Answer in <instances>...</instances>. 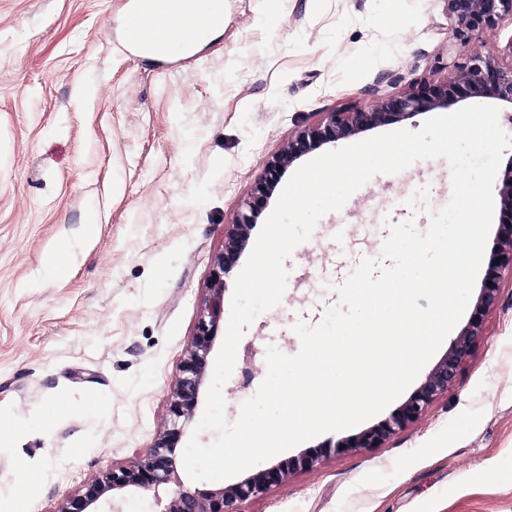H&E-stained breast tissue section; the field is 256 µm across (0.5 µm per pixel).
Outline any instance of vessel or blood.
I'll return each mask as SVG.
<instances>
[{
    "mask_svg": "<svg viewBox=\"0 0 512 512\" xmlns=\"http://www.w3.org/2000/svg\"><path fill=\"white\" fill-rule=\"evenodd\" d=\"M172 21L168 28V40L155 41L152 30L159 19V0H136V7L129 22L131 39L146 46L152 53L165 54L168 42L192 45L209 27L220 24L222 13L198 10L194 0H173Z\"/></svg>",
    "mask_w": 512,
    "mask_h": 512,
    "instance_id": "1",
    "label": "vessel or blood"
}]
</instances>
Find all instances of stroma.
Here are the masks:
<instances>
[{
    "instance_id": "stroma-1",
    "label": "stroma",
    "mask_w": 512,
    "mask_h": 512,
    "mask_svg": "<svg viewBox=\"0 0 512 512\" xmlns=\"http://www.w3.org/2000/svg\"><path fill=\"white\" fill-rule=\"evenodd\" d=\"M132 0H0V512H57L164 431L210 270L256 176L305 126L450 80L446 0H224L191 51L132 50ZM452 195L442 158L378 174L323 215L285 266L281 303L237 350L301 348L388 226ZM96 213L97 228L83 224ZM52 260L59 278L44 275ZM267 374L224 386L235 421ZM185 471L127 496L158 512ZM242 512H512V278L482 340L417 422L328 453Z\"/></svg>"
}]
</instances>
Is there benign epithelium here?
<instances>
[{
  "label": "benign epithelium",
  "instance_id": "1",
  "mask_svg": "<svg viewBox=\"0 0 512 512\" xmlns=\"http://www.w3.org/2000/svg\"><path fill=\"white\" fill-rule=\"evenodd\" d=\"M451 20L449 40L467 45L475 36L512 22V0H446ZM446 68L453 71L445 83L420 82L407 91L380 98L366 109L327 113L324 121L300 130L287 147L265 164L256 178L244 209L224 239V252L211 272V295L205 303L187 358L168 409V428L147 454L135 464L100 473L84 492L66 500L58 512H100L98 503L109 496L149 490L169 483L175 476L180 442L186 423L199 403L207 357L220 323L224 321V286L237 267L250 231L266 207L281 178L295 161L346 137L377 127L399 123L436 108H452L471 99H490L512 112V62L472 48L462 58L448 52ZM500 198L498 244L484 278L485 284L468 327L452 342L448 354L411 397L382 423L355 436L324 446L336 453L376 448L396 431L419 420L438 396L448 391L473 345L483 336L485 317L499 299L504 273L512 274V163L496 187ZM319 452L305 453L253 474L243 481L218 490L180 489L161 512H240V505L262 498L293 470L314 466Z\"/></svg>",
  "mask_w": 512,
  "mask_h": 512
}]
</instances>
